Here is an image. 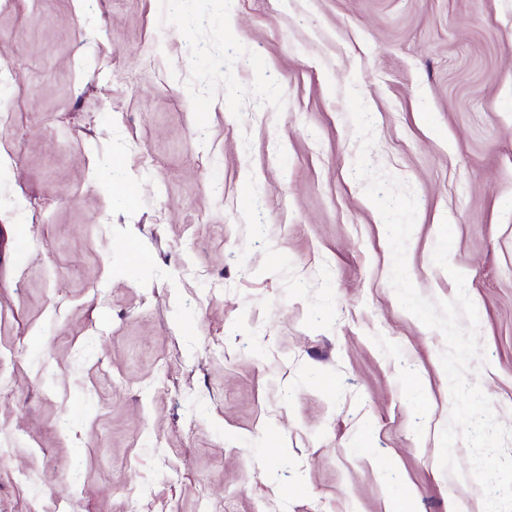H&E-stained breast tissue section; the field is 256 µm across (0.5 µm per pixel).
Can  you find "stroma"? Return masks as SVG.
Masks as SVG:
<instances>
[{
  "mask_svg": "<svg viewBox=\"0 0 512 512\" xmlns=\"http://www.w3.org/2000/svg\"><path fill=\"white\" fill-rule=\"evenodd\" d=\"M352 88L512 429V0H0V512H484Z\"/></svg>",
  "mask_w": 512,
  "mask_h": 512,
  "instance_id": "stroma-1",
  "label": "stroma"
}]
</instances>
